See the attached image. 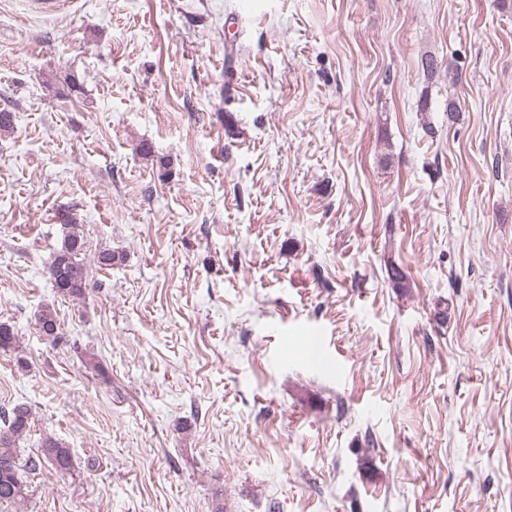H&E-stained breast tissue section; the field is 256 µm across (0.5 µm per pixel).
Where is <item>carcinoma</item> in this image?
Instances as JSON below:
<instances>
[{
  "instance_id": "obj_1",
  "label": "carcinoma",
  "mask_w": 512,
  "mask_h": 512,
  "mask_svg": "<svg viewBox=\"0 0 512 512\" xmlns=\"http://www.w3.org/2000/svg\"><path fill=\"white\" fill-rule=\"evenodd\" d=\"M85 240L81 225L68 213L61 216L60 241L48 273L57 293L62 297H80L86 288L84 265ZM125 260L122 252L104 249L98 252L96 262L101 269L117 265ZM41 331L58 336V324L54 312L46 307L38 313ZM31 413L27 406L18 404L4 412L0 427V501L20 503L26 498V482L22 471H36L42 460H47L59 473L70 470L71 454L61 441L47 437L41 443V456L30 457L20 463L19 442L30 431Z\"/></svg>"
}]
</instances>
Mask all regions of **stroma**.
Listing matches in <instances>:
<instances>
[{
	"label": "stroma",
	"instance_id": "obj_1",
	"mask_svg": "<svg viewBox=\"0 0 512 512\" xmlns=\"http://www.w3.org/2000/svg\"><path fill=\"white\" fill-rule=\"evenodd\" d=\"M1 110L0 410L72 466L0 512H512V0H0ZM60 241L48 273L57 293L62 297H80L86 288L82 224L69 213L62 214ZM311 336H306L310 351H311V360L313 363L318 364L323 367L330 373L338 374L340 371L339 364L333 361L331 358L325 355L323 350V341L321 336H316L315 333L311 332Z\"/></svg>",
	"mask_w": 512,
	"mask_h": 512
}]
</instances>
